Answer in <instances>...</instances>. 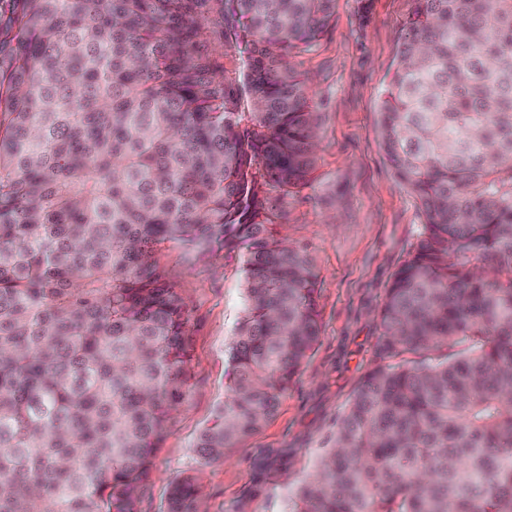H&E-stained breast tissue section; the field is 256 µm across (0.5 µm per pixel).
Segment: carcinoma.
Here are the masks:
<instances>
[{"mask_svg":"<svg viewBox=\"0 0 512 512\" xmlns=\"http://www.w3.org/2000/svg\"><path fill=\"white\" fill-rule=\"evenodd\" d=\"M0 23V512H139L191 380L164 243L235 252L244 304L224 458L276 414L320 333V273L269 230L311 185L323 113L293 56L334 0H14ZM224 10L235 76L197 50ZM380 146L424 217L379 352L288 512H512V0H414ZM463 346L452 360L429 352ZM406 354H418L410 361ZM196 481L163 512H202Z\"/></svg>","mask_w":512,"mask_h":512,"instance_id":"cac0c4a2","label":"carcinoma"}]
</instances>
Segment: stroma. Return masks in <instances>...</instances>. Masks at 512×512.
Wrapping results in <instances>:
<instances>
[{"label": "stroma", "instance_id": "obj_1", "mask_svg": "<svg viewBox=\"0 0 512 512\" xmlns=\"http://www.w3.org/2000/svg\"><path fill=\"white\" fill-rule=\"evenodd\" d=\"M359 2L335 0L327 34L293 59L312 83L324 138L311 186L290 197L269 194L274 236L306 248L320 270L319 341L273 419L224 460L202 462L193 443L224 399V351L243 303L241 264L234 253L162 245L157 260L188 304L192 379L155 454L140 512H162L166 489L186 477L195 478L209 512H287L290 490L314 473L364 376L384 362L377 312L424 222L392 175L377 126L397 32L414 2L370 0L364 19ZM200 26L199 50L234 72L223 12L205 13Z\"/></svg>", "mask_w": 512, "mask_h": 512}]
</instances>
